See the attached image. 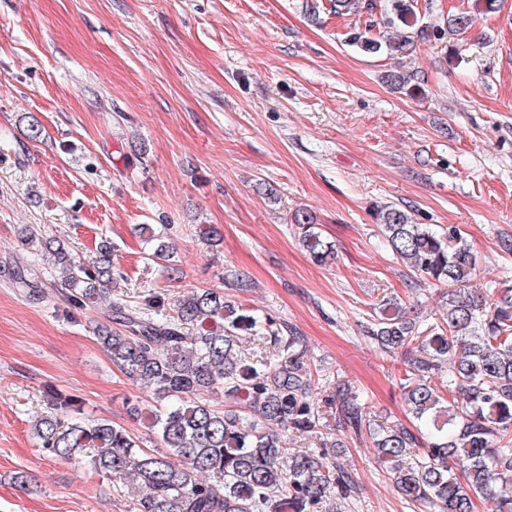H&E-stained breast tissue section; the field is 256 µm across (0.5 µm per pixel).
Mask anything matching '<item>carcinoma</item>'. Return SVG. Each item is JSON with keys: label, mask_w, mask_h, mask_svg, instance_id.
Instances as JSON below:
<instances>
[{"label": "carcinoma", "mask_w": 512, "mask_h": 512, "mask_svg": "<svg viewBox=\"0 0 512 512\" xmlns=\"http://www.w3.org/2000/svg\"><path fill=\"white\" fill-rule=\"evenodd\" d=\"M498 0H476L472 9L448 15L447 27L418 25L415 0H393L389 24L396 37L371 29L353 42L368 54L393 56L414 39L463 36L477 15L493 13ZM330 12H359V0H330ZM378 228L393 255L414 280L445 286L446 311L439 321L419 324L407 316L400 297L373 308L363 335L404 369L397 382L412 425H387L367 418L365 402L345 382L322 394L308 359L305 339L292 325L259 314L224 296L199 288L167 309L166 289L151 288L141 302L110 304L115 327L97 329V342L129 379L152 388L159 399L152 416L158 447L110 420L82 417L74 396H49L32 435L47 454L70 459L92 448L95 473H112L140 489L137 512H345L356 481L338 459L336 440L322 433L330 417L343 430L368 437L375 458L390 466L401 497L420 512H512V288H471L477 255L463 229L437 230L415 224L391 204L376 209ZM299 242L318 263L333 247L312 215H294ZM145 243L146 260L172 267L167 245ZM22 244L52 260L57 287L69 307L85 310L102 286L124 277L112 261L114 246L100 241L86 262L60 240L35 228L22 231ZM13 280L38 300L35 274ZM258 341L246 353L243 340ZM224 394L218 410L203 394ZM311 435L316 447L290 453L283 437ZM421 454L414 464L406 459Z\"/></svg>", "instance_id": "obj_1"}]
</instances>
